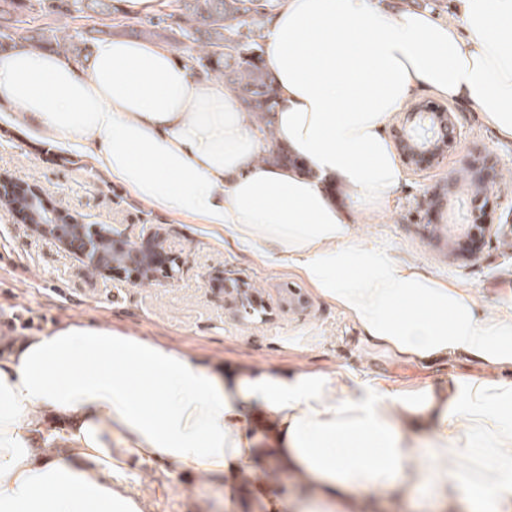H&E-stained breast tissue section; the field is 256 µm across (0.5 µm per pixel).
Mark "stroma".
Here are the masks:
<instances>
[{"label": "stroma", "mask_w": 512, "mask_h": 512, "mask_svg": "<svg viewBox=\"0 0 512 512\" xmlns=\"http://www.w3.org/2000/svg\"><path fill=\"white\" fill-rule=\"evenodd\" d=\"M460 131L459 148L441 164L407 168L383 214H359L364 239L398 262L416 265L441 280L476 289L489 309L512 305V141L500 139L466 102L448 104ZM492 156L490 176L497 192L487 199L485 223L494 225L479 257L453 258L428 233L446 224L453 235L471 223L475 210L465 188L449 204L428 213L423 196L449 172L467 168L478 155ZM41 190L54 208L86 224H107L136 238L158 229L168 253L183 264L165 285L132 283L122 274L91 273L82 258L54 240L33 232L13 214L0 210V336L14 344L64 321L109 324L134 336L166 341L191 351L204 364L265 363L342 369L410 388L475 372L464 360L430 365L407 363L371 348L352 319L320 297L298 272L270 260L260 264L248 253L224 245V236L144 205L131 191L89 164L83 153L36 149L25 136L0 132V175ZM220 270L226 284L245 283L258 297L255 312L234 311L223 287L204 281ZM307 304L285 309L288 289ZM143 492L155 512H226L218 488L200 479L155 472L145 476Z\"/></svg>", "instance_id": "stroma-1"}]
</instances>
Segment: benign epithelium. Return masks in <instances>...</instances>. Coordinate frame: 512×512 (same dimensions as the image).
Instances as JSON below:
<instances>
[{"mask_svg": "<svg viewBox=\"0 0 512 512\" xmlns=\"http://www.w3.org/2000/svg\"><path fill=\"white\" fill-rule=\"evenodd\" d=\"M395 144L402 161L408 166H431L439 164L455 151L461 143V132L453 115L443 107L430 109L423 103H413L407 111L401 113L392 127ZM487 169L475 164L469 167V189L473 201H480V189L487 183ZM29 226L32 231L52 238L63 248L80 254L87 263L104 274L117 265H126L135 269L131 280L139 284L143 277L154 282H167L174 279L176 271L165 254L163 237L151 229L139 234L137 240L129 245L117 244V238L125 233L112 230V258L104 257L94 248L89 238H82V245L71 242V237L63 234L62 224L78 227L82 224L78 218L63 211L46 212L29 210ZM492 225L481 224L475 228L468 226L463 246L468 250L466 257L474 260L485 239L491 234Z\"/></svg>", "mask_w": 512, "mask_h": 512, "instance_id": "obj_1", "label": "benign epithelium"}]
</instances>
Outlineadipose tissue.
Segmentation results:
<instances>
[{
	"label": "adipose tissue",
	"mask_w": 512,
	"mask_h": 512,
	"mask_svg": "<svg viewBox=\"0 0 512 512\" xmlns=\"http://www.w3.org/2000/svg\"><path fill=\"white\" fill-rule=\"evenodd\" d=\"M448 23L379 0H282L265 31L274 126L298 167L260 143L223 80L198 81L171 49L114 37L79 70L52 51L0 53V103L35 137L90 148L147 206L288 264L407 361L465 358L478 372L411 390L344 371L203 365L106 325L62 323L0 355V512H146L133 468L204 477L234 506L292 512L274 476L322 512H363L360 492L465 500L512 512V306L436 280L360 242L347 209L377 213L403 178L385 134L416 87L465 101L512 139V0H455ZM62 414L65 451L39 448Z\"/></svg>",
	"instance_id": "ef3b65f1"
}]
</instances>
